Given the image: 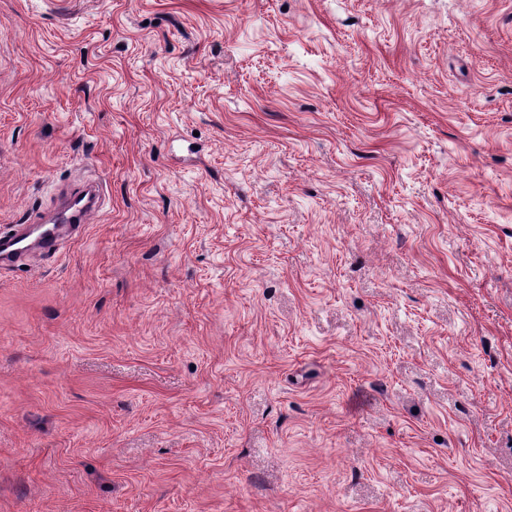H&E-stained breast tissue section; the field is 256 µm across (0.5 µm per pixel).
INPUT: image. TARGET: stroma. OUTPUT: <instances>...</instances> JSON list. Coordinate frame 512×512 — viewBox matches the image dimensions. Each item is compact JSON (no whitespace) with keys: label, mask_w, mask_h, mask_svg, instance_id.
Segmentation results:
<instances>
[{"label":"stroma","mask_w":512,"mask_h":512,"mask_svg":"<svg viewBox=\"0 0 512 512\" xmlns=\"http://www.w3.org/2000/svg\"><path fill=\"white\" fill-rule=\"evenodd\" d=\"M0 512H512V0H0ZM103 200L102 187L94 182L83 185L75 194L68 196L47 218L37 217L29 222L39 233L41 253L56 250L64 230H78L90 223ZM31 225L14 226L8 232L0 234V264L10 266L27 256L28 229Z\"/></svg>","instance_id":"stroma-1"}]
</instances>
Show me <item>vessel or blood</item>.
I'll return each mask as SVG.
<instances>
[{"label": "vessel or blood", "mask_w": 512, "mask_h": 512, "mask_svg": "<svg viewBox=\"0 0 512 512\" xmlns=\"http://www.w3.org/2000/svg\"><path fill=\"white\" fill-rule=\"evenodd\" d=\"M103 200L101 186L94 182L83 185L75 194L68 196L46 218H36L32 226L18 225L0 234V265L9 266L26 257L25 241L29 228L39 232V249L48 253L56 250L64 231L80 229L90 223Z\"/></svg>", "instance_id": "1"}]
</instances>
